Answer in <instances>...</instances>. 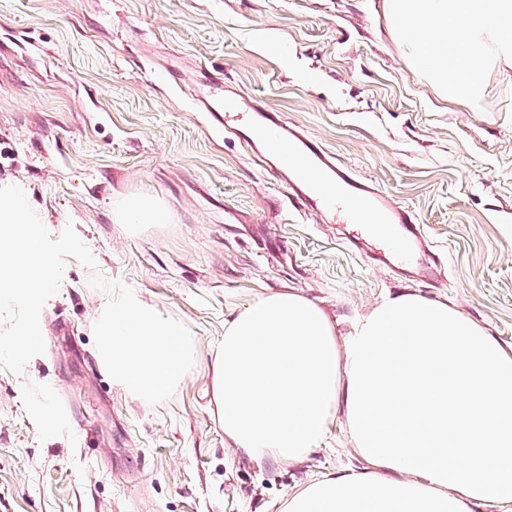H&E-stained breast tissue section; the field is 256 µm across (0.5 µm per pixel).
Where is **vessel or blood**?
<instances>
[{"label": "vessel or blood", "mask_w": 512, "mask_h": 512, "mask_svg": "<svg viewBox=\"0 0 512 512\" xmlns=\"http://www.w3.org/2000/svg\"><path fill=\"white\" fill-rule=\"evenodd\" d=\"M200 75L196 102L214 132L243 134L254 154L282 160L284 182L303 209L331 217L339 213L350 224L383 225L384 265L409 272L416 251L427 245L414 210L343 164L320 140L286 121L281 113L246 103L239 95L225 97L222 74L204 68Z\"/></svg>", "instance_id": "vessel-or-blood-1"}]
</instances>
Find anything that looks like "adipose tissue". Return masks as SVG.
<instances>
[{"label":"adipose tissue","instance_id":"adipose-tissue-1","mask_svg":"<svg viewBox=\"0 0 512 512\" xmlns=\"http://www.w3.org/2000/svg\"><path fill=\"white\" fill-rule=\"evenodd\" d=\"M212 402L259 461L304 459L343 416L363 467L284 512L512 507V348L448 303L399 293L340 337L314 302L261 297L224 324Z\"/></svg>","mask_w":512,"mask_h":512}]
</instances>
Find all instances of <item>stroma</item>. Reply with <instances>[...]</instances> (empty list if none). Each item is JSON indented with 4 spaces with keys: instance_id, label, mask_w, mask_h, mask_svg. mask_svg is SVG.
<instances>
[{
    "instance_id": "35a3bbf8",
    "label": "stroma",
    "mask_w": 512,
    "mask_h": 512,
    "mask_svg": "<svg viewBox=\"0 0 512 512\" xmlns=\"http://www.w3.org/2000/svg\"><path fill=\"white\" fill-rule=\"evenodd\" d=\"M202 66L414 209L446 277L396 275L344 247L355 225L299 211L208 130L187 94ZM486 88L472 112L413 74L384 0H0V186L22 187L52 234L73 225L97 263L68 261L40 315L44 353L0 368V512H283L361 467L339 418L298 463L225 441L211 402L224 321L273 292L346 324L408 290L511 346L512 89L495 70ZM135 195L168 223H118ZM96 272L191 331L194 366L167 400L101 367Z\"/></svg>"
}]
</instances>
